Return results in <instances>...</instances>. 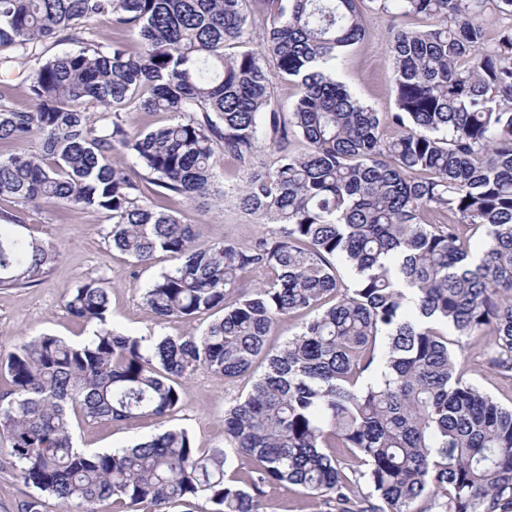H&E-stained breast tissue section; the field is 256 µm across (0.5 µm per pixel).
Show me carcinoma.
<instances>
[{
	"label": "carcinoma",
	"instance_id": "obj_1",
	"mask_svg": "<svg viewBox=\"0 0 512 512\" xmlns=\"http://www.w3.org/2000/svg\"><path fill=\"white\" fill-rule=\"evenodd\" d=\"M252 4L263 51L233 53L253 39ZM490 5L512 18V0H0V47L34 62L29 108L0 95V197L104 211L108 242L135 264L173 258L141 289L158 320L222 313L199 334L125 335L110 283L91 278L65 306L92 336H40L0 361L12 383L0 432L40 491L25 512H44L45 495L73 512H260L276 488L329 512H512V408L463 381L453 351L482 339L488 363L512 373V25L489 44ZM368 9L431 20L391 32L394 112L336 81ZM97 18L137 47L86 33ZM57 38L73 48L44 56ZM281 81L298 89L286 118L272 108ZM131 104L174 120L136 130ZM291 132L304 152L288 150ZM264 146L275 167L255 171ZM221 155L246 171L223 191ZM167 196L215 197L272 229L207 242L154 203ZM466 226L484 229L477 251ZM58 257L0 223V289L43 281ZM257 269L266 279L244 287ZM292 317L300 330L270 345ZM257 362L224 411L242 469L183 428L110 452L74 446L73 413L164 421L183 375L238 378Z\"/></svg>",
	"mask_w": 512,
	"mask_h": 512
}]
</instances>
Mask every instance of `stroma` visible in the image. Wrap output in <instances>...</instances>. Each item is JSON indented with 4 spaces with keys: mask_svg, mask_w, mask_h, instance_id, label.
Wrapping results in <instances>:
<instances>
[{
    "mask_svg": "<svg viewBox=\"0 0 512 512\" xmlns=\"http://www.w3.org/2000/svg\"><path fill=\"white\" fill-rule=\"evenodd\" d=\"M420 18L372 16L368 34L342 60L338 78L365 104L378 112L395 109V88L387 36L391 28H421ZM161 207L182 214L199 226L203 240H224L248 244L261 236L263 226L233 205L214 206L204 200L188 201L179 197L161 200ZM20 220L25 235L60 248L62 256L47 278L36 285L0 290V354L12 351L22 341L53 334L71 341L87 339L90 329L75 320L65 307V299L76 284L88 278L106 277L111 285L110 311L114 330L134 336H179L204 329L211 321L204 314L189 320L160 322L141 300L140 288L173 261L157 254L146 266H136L126 255L112 249L106 234L107 213L45 204L25 207L8 198H0V217ZM458 367L465 378L494 396L503 406H512V377L498 373L482 356L477 341L463 342L457 351ZM250 387L246 378L227 380L205 370L184 378L185 394L181 407L169 420L170 425L186 429L197 447L206 449L224 443V409ZM153 419L107 424L79 423L74 432L78 447L109 450L129 445L157 433ZM11 443L0 435V512H22L24 503L34 496L19 475L10 454Z\"/></svg>",
    "mask_w": 512,
    "mask_h": 512,
    "instance_id": "1",
    "label": "stroma"
}]
</instances>
